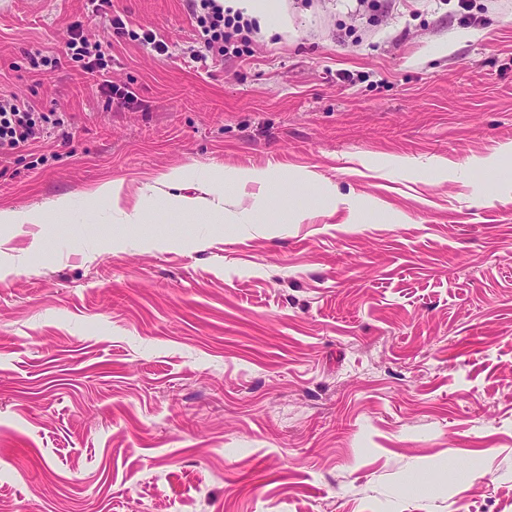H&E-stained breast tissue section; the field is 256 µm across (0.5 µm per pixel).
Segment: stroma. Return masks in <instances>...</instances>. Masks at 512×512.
I'll use <instances>...</instances> for the list:
<instances>
[{"label":"stroma","mask_w":512,"mask_h":512,"mask_svg":"<svg viewBox=\"0 0 512 512\" xmlns=\"http://www.w3.org/2000/svg\"><path fill=\"white\" fill-rule=\"evenodd\" d=\"M271 4L201 65L187 0H112L162 55L0 0V94L74 133L0 161V210L69 202L0 224L6 512H512V0ZM77 21L106 73L65 61ZM218 173L223 223L164 204ZM47 214L37 210L0 211V224H45Z\"/></svg>","instance_id":"35a3bbf8"}]
</instances>
